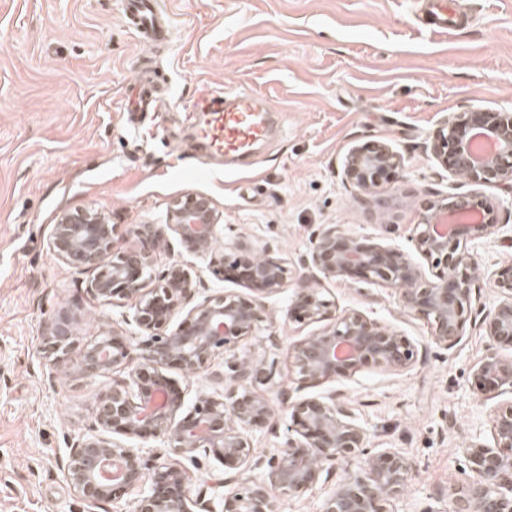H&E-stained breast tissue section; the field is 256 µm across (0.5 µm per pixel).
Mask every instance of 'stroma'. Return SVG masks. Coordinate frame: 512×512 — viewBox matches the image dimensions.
Listing matches in <instances>:
<instances>
[{
	"instance_id": "obj_1",
	"label": "stroma",
	"mask_w": 512,
	"mask_h": 512,
	"mask_svg": "<svg viewBox=\"0 0 512 512\" xmlns=\"http://www.w3.org/2000/svg\"><path fill=\"white\" fill-rule=\"evenodd\" d=\"M457 30L423 31L418 0H163L170 42L140 44L123 24L117 0H0V512H86L63 476L72 446L96 434L100 395L126 377L124 367L90 373L46 358L52 326L89 345L111 331L132 336L133 304L93 298L89 275L49 249L64 210L94 206L120 231L163 225L168 203L193 192L210 196L218 241L248 240L288 266V279L266 300L267 331L242 355H264L274 377L260 387L277 415L274 430L252 436L265 465L288 436L280 394L297 385L289 347L313 328L289 319L301 260L323 225L337 224L411 251L422 201L433 193L473 192L426 154L423 144L451 112L475 104L512 111V0H456ZM150 66L174 102L200 91H256L277 111L270 138L242 165L190 148L191 131L174 112L127 124L118 104L129 82ZM387 141L403 158L398 178L359 195L341 181L348 150ZM181 261L203 288H227L205 259L165 233L158 264ZM338 310L358 309L414 341L430 330L404 313L394 289L330 282ZM489 352L475 329L451 350L432 349L426 364L390 374L368 368L342 390L368 428L367 450H394L417 472L390 512H454L449 493L465 480L462 450L490 440L494 401L473 387L472 369ZM224 357L206 370H169L186 406L221 397ZM151 462H180L192 496L217 495L224 473L211 457L176 459L163 440L139 442Z\"/></svg>"
}]
</instances>
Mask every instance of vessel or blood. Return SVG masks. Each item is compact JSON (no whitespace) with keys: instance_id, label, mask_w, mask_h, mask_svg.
I'll list each match as a JSON object with an SVG mask.
<instances>
[{"instance_id":"obj_1","label":"vessel or blood","mask_w":512,"mask_h":512,"mask_svg":"<svg viewBox=\"0 0 512 512\" xmlns=\"http://www.w3.org/2000/svg\"><path fill=\"white\" fill-rule=\"evenodd\" d=\"M127 27L144 44L163 39L170 21L159 9L157 0H122ZM448 0H429L428 30L436 35L448 33ZM134 93L120 105L124 112H156L160 109L161 91L148 77L139 75L132 81ZM273 108L263 98L245 92L212 91L199 96L189 118L197 146L205 148L225 164L234 165L248 159L257 145L271 132Z\"/></svg>"}]
</instances>
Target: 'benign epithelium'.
<instances>
[{
    "instance_id": "benign-epithelium-1",
    "label": "benign epithelium",
    "mask_w": 512,
    "mask_h": 512,
    "mask_svg": "<svg viewBox=\"0 0 512 512\" xmlns=\"http://www.w3.org/2000/svg\"><path fill=\"white\" fill-rule=\"evenodd\" d=\"M446 172L512 197V113L474 106L442 120L424 145ZM401 157L382 140L352 147L342 163V181L359 193L381 187L401 168ZM166 226L189 252L209 257L213 273L241 287L218 289L194 301L200 282L181 262L155 269L162 238L151 225L137 230L139 244H127L118 225L95 207L61 212L52 225L49 248L61 261L92 272L88 292L95 298L134 302L132 321L141 340L103 336L79 347L59 329L46 337L54 365L79 363L87 371L137 364L127 378L102 394L96 422L106 438L92 435L74 448L64 474L78 497L97 508L147 487L135 512H278V497L295 496L357 459L367 475L346 472L327 498L324 512H389L388 504L409 485L414 461L397 451L367 452L368 430L355 406L340 391L327 396L282 393L288 431L295 436L268 460L265 477L246 472L254 461L251 434L274 429L270 403L255 391L272 379L262 356L245 358L238 349L267 321L265 299L284 283L283 261L239 241L215 249L218 212L213 199L187 193L170 201ZM494 207L478 193L433 194L413 225L410 255L384 241L352 235L336 224L318 232L302 258L301 286L288 304V317L317 329L291 348L297 390L327 381H349L365 368L400 373L427 361L429 347L445 350L477 328L493 351L473 369L477 393L512 396V260L496 263L490 282L497 296L480 302V250L499 234ZM156 285L148 287L150 280ZM359 280L393 288L403 312L423 321L430 338L422 345L396 328L357 309L336 313L323 289L309 281ZM224 353V397L203 398L184 412L171 367L194 374ZM161 438L174 454L213 456L224 466L218 507L190 496L187 472L177 464H149L125 439ZM467 482L450 488L455 512H512V401L494 410L491 442L473 438L462 449Z\"/></svg>"
}]
</instances>
